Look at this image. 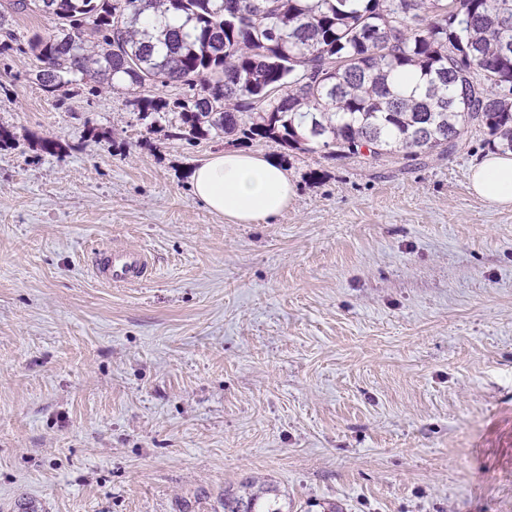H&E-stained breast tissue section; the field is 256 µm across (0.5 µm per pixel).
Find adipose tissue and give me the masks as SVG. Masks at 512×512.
<instances>
[{
  "mask_svg": "<svg viewBox=\"0 0 512 512\" xmlns=\"http://www.w3.org/2000/svg\"><path fill=\"white\" fill-rule=\"evenodd\" d=\"M196 199L232 224H257L280 215L296 191L285 168L260 153L230 150L210 157L191 176ZM472 192L493 206L512 207V152L486 153L471 168Z\"/></svg>",
  "mask_w": 512,
  "mask_h": 512,
  "instance_id": "obj_1",
  "label": "adipose tissue"
}]
</instances>
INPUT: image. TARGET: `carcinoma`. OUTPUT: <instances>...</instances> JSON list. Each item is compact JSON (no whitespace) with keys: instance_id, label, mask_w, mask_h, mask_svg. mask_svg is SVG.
<instances>
[{"instance_id":"1","label":"carcinoma","mask_w":512,"mask_h":512,"mask_svg":"<svg viewBox=\"0 0 512 512\" xmlns=\"http://www.w3.org/2000/svg\"><path fill=\"white\" fill-rule=\"evenodd\" d=\"M30 12L51 29L23 43L11 18ZM9 52L42 62L48 93L120 89L187 141L376 163L455 153L474 127L512 151V0H0ZM406 68L421 92L396 83ZM246 488L224 489V512H286L274 487Z\"/></svg>"}]
</instances>
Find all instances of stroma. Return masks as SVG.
<instances>
[{"instance_id":"1","label":"stroma","mask_w":512,"mask_h":512,"mask_svg":"<svg viewBox=\"0 0 512 512\" xmlns=\"http://www.w3.org/2000/svg\"><path fill=\"white\" fill-rule=\"evenodd\" d=\"M38 67L0 55V512H224L250 480L292 512H512V208L470 189L482 132L376 164L253 144L296 196L231 224L191 188L223 142ZM107 243L151 276L101 283Z\"/></svg>"}]
</instances>
